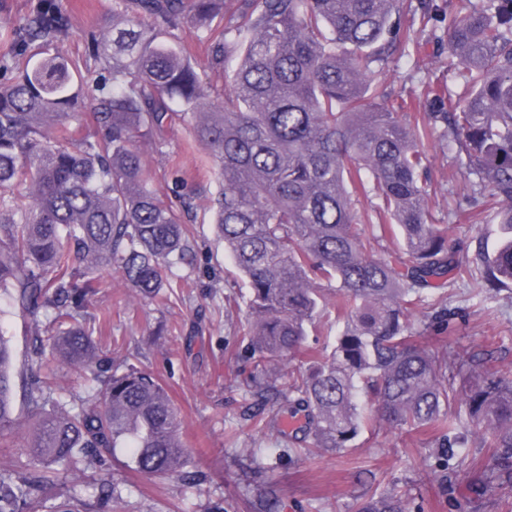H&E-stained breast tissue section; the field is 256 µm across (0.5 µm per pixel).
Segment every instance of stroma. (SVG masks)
I'll return each instance as SVG.
<instances>
[{
    "mask_svg": "<svg viewBox=\"0 0 512 512\" xmlns=\"http://www.w3.org/2000/svg\"><path fill=\"white\" fill-rule=\"evenodd\" d=\"M70 29L63 51L84 53L88 33L112 23V0H62ZM418 0H404L402 22L412 40L406 56L389 61L381 89L390 98L411 101L425 112V83L459 94L462 85L449 77L448 46L443 24H423ZM192 129L180 122L169 129L161 146H144L147 176L159 194L170 193L171 161L185 174V192L202 202L218 189L216 166L202 147H190ZM432 184L430 206L438 223L447 225L448 242L463 262H471L479 241L493 239L481 209L463 189L470 180L454 153L438 138L426 141ZM233 267L213 225L195 227L193 250L173 266L180 284L170 300L136 301L121 275L99 268L109 281L95 307L107 314L100 348L115 366L132 363L159 378L183 417L184 441L207 479L189 488L177 479L148 480L115 465L112 479L122 497L114 512H259L258 499L275 491L279 512H357L362 501L400 487L412 512H512V480L486 486L482 473L498 464L495 449L483 433L469 428L463 463L445 464L433 431H405L379 425L366 416L352 448L341 454L321 453L296 464L290 456L301 433L282 431L286 400L269 396L264 403L245 395L242 383L250 365L239 329L245 321L246 290L225 288ZM431 297L445 296L451 313L445 333L434 345L461 348L475 355L478 366L512 372V293L488 299L473 285L458 281ZM0 331L10 337L16 374H24L31 345L27 321L0 296ZM261 412L262 424L249 416Z\"/></svg>",
    "mask_w": 512,
    "mask_h": 512,
    "instance_id": "35a3bbf8",
    "label": "stroma"
}]
</instances>
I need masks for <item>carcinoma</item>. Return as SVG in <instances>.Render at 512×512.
<instances>
[{
  "mask_svg": "<svg viewBox=\"0 0 512 512\" xmlns=\"http://www.w3.org/2000/svg\"><path fill=\"white\" fill-rule=\"evenodd\" d=\"M113 2L111 28L91 33L84 57L60 48L69 28L61 0H38L0 53V293L32 336V433L0 468V512H110L103 452L117 448L145 478L206 480L165 386L133 364L113 367L90 311L112 287L101 266L136 298H166L167 270L194 240L183 213L198 209L248 283L252 395L274 390L276 367L298 359L288 403L304 413L314 447H352L364 390L383 424L436 432L450 459L468 445L451 411L458 402L509 470L512 378L478 370L464 350L433 349L427 333L448 322V308L424 290L447 278L512 289V0H448V70L464 92L427 85L429 111L413 121L406 100L377 91L409 40L403 0ZM190 26L204 32L202 68L182 38ZM206 76L223 78L224 91ZM177 119L216 162L220 188L201 208L188 194L174 204L146 179L142 146ZM436 131L497 225L495 248L478 247L472 266L448 249V226L428 206L423 141ZM386 237L401 248L377 258L374 243ZM330 303L345 323L324 356L307 339ZM63 365L84 380L67 398ZM13 374L0 334V448L14 447L24 426ZM82 468L104 473L98 495L34 497ZM358 512L409 510L391 492Z\"/></svg>",
  "mask_w": 512,
  "mask_h": 512,
  "instance_id": "cac0c4a2",
  "label": "carcinoma"
}]
</instances>
